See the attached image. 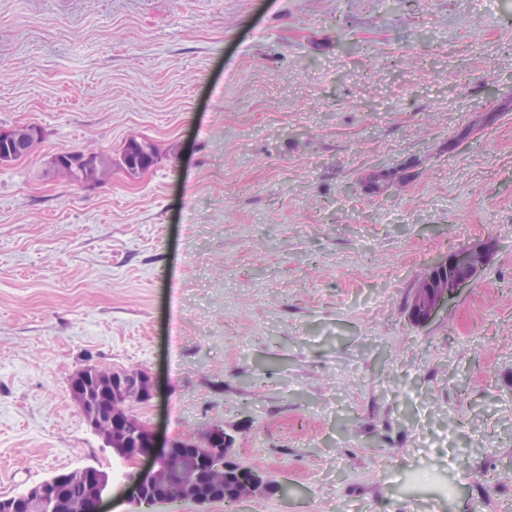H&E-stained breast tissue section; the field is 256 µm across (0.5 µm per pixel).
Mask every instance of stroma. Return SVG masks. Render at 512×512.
Wrapping results in <instances>:
<instances>
[{
	"label": "stroma",
	"instance_id": "obj_1",
	"mask_svg": "<svg viewBox=\"0 0 512 512\" xmlns=\"http://www.w3.org/2000/svg\"><path fill=\"white\" fill-rule=\"evenodd\" d=\"M30 123L0 166V496L116 477L69 393L96 365L152 374L160 439L223 425L287 486L246 512L512 503V0H0V128ZM68 149L111 177L54 173ZM484 244L414 325L427 267ZM137 153L147 155L154 159H156L157 153L154 145L150 142L139 141L135 138L127 141L123 151V155H125L127 160L125 163V168L130 173L142 174L149 170L152 165L147 158L139 161L138 157L136 156ZM51 165L56 173L70 180L75 172L80 171L87 185L98 184L112 174V166L104 160L103 155L92 150L60 152L52 158ZM486 258L485 247L462 246L429 265L413 291L410 321L418 326L426 325L448 309L451 301L471 287Z\"/></svg>",
	"mask_w": 512,
	"mask_h": 512
}]
</instances>
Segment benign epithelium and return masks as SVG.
I'll list each match as a JSON object with an SVG mask.
<instances>
[{
	"instance_id": "7a95c632",
	"label": "benign epithelium",
	"mask_w": 512,
	"mask_h": 512,
	"mask_svg": "<svg viewBox=\"0 0 512 512\" xmlns=\"http://www.w3.org/2000/svg\"><path fill=\"white\" fill-rule=\"evenodd\" d=\"M24 138L38 144L40 132L32 125H19L0 129V165L17 160L9 150L10 144ZM123 155L127 171L142 174L151 168L149 158L156 157L154 145L132 138L127 141ZM55 172L73 179L74 173L83 174L87 185H95L109 178L112 166L103 155L92 150L63 151L51 160ZM487 252L483 246H462L448 252L445 258L428 266L419 279L412 296L409 319L421 326L433 321L448 304L471 287L478 271L484 266ZM70 391L76 407L86 423L100 434L112 451L134 466L123 481L128 503L137 512L168 503L161 495L151 491L178 481L185 473L195 470L199 459L192 455L175 458L179 448H195L197 444L174 439L159 444L155 431L146 423L135 420L127 408H116L107 399L128 398L137 403H147L155 396L152 377L144 371L116 374L97 367L77 371L71 378ZM203 447L204 458L216 483L224 482L228 462L234 459L235 440L218 424L208 428ZM83 484L84 503L66 499L58 486L59 478L36 483L20 496L0 497V512H16V505L24 501L26 512H105V498L110 495L109 476L94 468L86 467L66 476ZM284 487L270 484L264 474L254 468L241 467L233 496L239 502L266 493H283Z\"/></svg>"
}]
</instances>
